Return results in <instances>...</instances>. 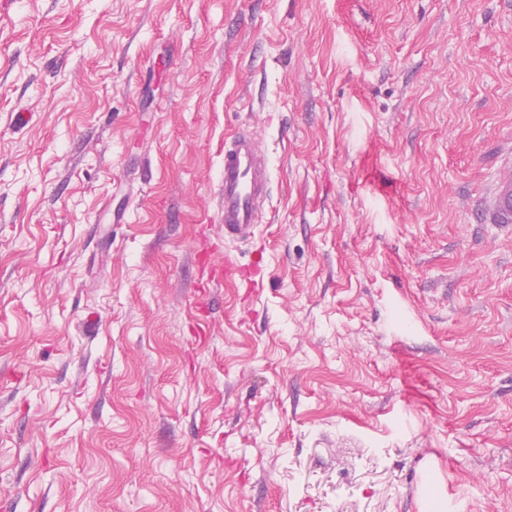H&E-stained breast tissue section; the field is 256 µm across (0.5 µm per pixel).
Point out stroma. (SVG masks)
Segmentation results:
<instances>
[{"instance_id":"stroma-1","label":"stroma","mask_w":512,"mask_h":512,"mask_svg":"<svg viewBox=\"0 0 512 512\" xmlns=\"http://www.w3.org/2000/svg\"><path fill=\"white\" fill-rule=\"evenodd\" d=\"M511 176L512 0H0V512H512ZM271 166L262 141L246 128L224 139V240H251L271 192Z\"/></svg>"}]
</instances>
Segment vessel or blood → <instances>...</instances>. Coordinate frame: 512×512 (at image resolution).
I'll return each instance as SVG.
<instances>
[{"mask_svg": "<svg viewBox=\"0 0 512 512\" xmlns=\"http://www.w3.org/2000/svg\"><path fill=\"white\" fill-rule=\"evenodd\" d=\"M271 166L262 141L239 129L224 140V238L251 240L271 192Z\"/></svg>", "mask_w": 512, "mask_h": 512, "instance_id": "vessel-or-blood-1", "label": "vessel or blood"}]
</instances>
